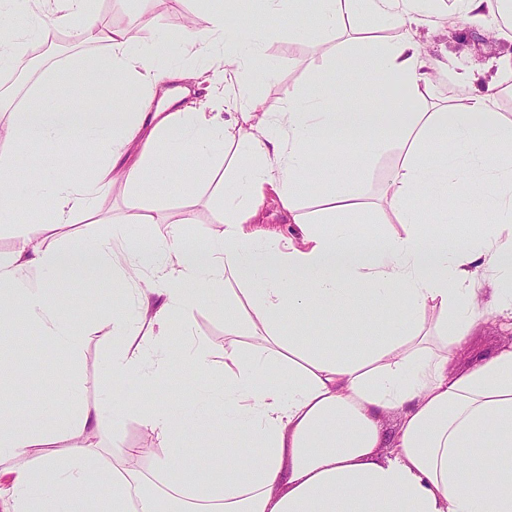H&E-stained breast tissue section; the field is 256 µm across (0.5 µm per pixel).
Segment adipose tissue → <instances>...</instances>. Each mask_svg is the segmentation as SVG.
Instances as JSON below:
<instances>
[{"instance_id": "obj_1", "label": "adipose tissue", "mask_w": 512, "mask_h": 512, "mask_svg": "<svg viewBox=\"0 0 512 512\" xmlns=\"http://www.w3.org/2000/svg\"><path fill=\"white\" fill-rule=\"evenodd\" d=\"M313 6L318 24L309 36L317 42L358 11L401 33L382 43L371 66L332 68L314 89L288 90L281 111L226 95L191 112L182 106L191 75L159 68L161 44L143 47L125 29L101 27L90 0H0V15L12 19L0 26V64L18 62L44 27L69 26L77 40L108 48L104 57L85 58L84 68L114 93L130 84L143 90L117 112L61 111L56 98L78 96L80 87L51 75L28 105H0L14 142L60 140L72 146L71 161L89 149L106 158L97 177L81 186L51 183L47 167L30 169L26 188L42 193L46 223L0 207V222L18 228L13 249L0 255V319L22 314L76 356L87 334L69 314L64 282L77 266L121 280L130 301L113 317L112 333L139 343L112 355L117 400L128 376L150 381L164 374L169 357L159 348L175 324L187 343L174 356L195 375L211 371L212 353L191 326L193 309L211 284L228 282L231 338L219 400L224 437L242 435L260 449L186 478L181 420L156 402L139 409L144 426L168 448L152 480L127 467L134 448L115 449L112 465L101 464L96 439L108 432L103 409L79 403L77 379L66 378L60 395L71 410L63 420L29 424L0 394V456L24 453L71 426L91 435L66 460L13 470L0 485V512H60L74 501L89 512H512V345L468 371L451 368L482 316H498L512 328V121L500 110L512 98V58L479 86L457 74L463 93L448 99L439 91L436 61L415 32L432 0H313ZM444 19L507 21L512 0H452ZM211 32L213 42L201 54L216 51L220 59L209 84L229 88L245 71L263 78L259 36L242 37L220 9L211 15ZM345 82L365 87L360 108L326 109ZM405 97L423 110L386 123ZM350 138L372 152L390 143L398 148L381 197L401 231L376 235L353 219L355 189L345 181V158L311 147ZM444 139L447 152L431 162L432 145ZM189 157L206 168L226 162L219 187L224 231L205 248L180 247L182 227L162 221L151 244L142 245L127 230L147 222L138 212L80 238L76 250L48 243V225L94 210L116 183L156 194ZM318 166L338 187L323 223L303 213L298 194ZM271 195L293 226L289 235L254 224ZM452 198L471 207L476 223L430 237L424 204L444 221ZM377 302L399 307L398 321L349 353L308 349L299 332L312 310L368 323ZM286 317L292 328H283ZM391 417L398 429L389 436L383 423ZM487 443L498 450L492 470L478 453ZM103 484L111 485V496L98 495Z\"/></svg>"}]
</instances>
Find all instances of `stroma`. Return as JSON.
I'll return each mask as SVG.
<instances>
[{"label": "stroma", "mask_w": 512, "mask_h": 512, "mask_svg": "<svg viewBox=\"0 0 512 512\" xmlns=\"http://www.w3.org/2000/svg\"><path fill=\"white\" fill-rule=\"evenodd\" d=\"M213 0H153L150 27L137 30L136 41L150 45L164 40L169 53L163 65L194 69L202 62L195 47L179 39L184 19H191L201 41L211 39L210 16ZM242 12L250 26L265 30L269 37L262 45V54L269 66L267 75L251 82L249 91L261 99L267 111H279L284 93L294 87L305 90L311 87L319 71L350 65L351 55L337 54L338 45L350 38L379 37L393 40L399 35L395 29H380L365 14H354L345 26L329 34L326 41L313 42L307 35L308 27L302 19H295L293 26H285L282 19L266 9L265 0H242ZM421 42L428 44L431 54L440 63L441 88L448 95L459 93L453 79L454 73L471 71L482 74L492 68L497 60L512 56V39L499 35L496 25L489 22H466L454 26L428 25L418 30ZM65 44L46 43L38 52L37 62L22 79H15L11 67H0V91L7 92L9 100L26 103L31 88L43 82L45 75L64 72L66 77L80 81L90 92L91 101L98 109L110 111L119 102L112 90L99 83L94 73L79 69V62L87 56H104V44L79 45L71 39L70 29H63ZM399 160V151L387 149L373 157L368 166L356 173L358 191L354 197L355 214L367 226L376 230L398 229L393 214L383 212L379 200L383 183ZM224 173L218 169L202 170L194 159H187L168 191L161 196H135L128 194L123 185H115L98 203L93 216H78L74 223L52 226L48 237L60 245H68L79 237L104 231L110 221L122 220L136 209L159 210L172 219L183 222L184 247H200L207 239L220 235L224 229V211L214 195ZM75 300L70 314L84 326L88 333L86 345L78 356L42 344L39 349L24 345L28 337L38 330L23 317L0 322V357L9 363L7 371L0 373V389L11 392L16 406L25 410L27 417L38 419L51 413L64 418L69 413L65 401L59 399L58 389L63 376H75L81 386V400L92 405L101 401L112 379L108 361L113 351L135 349V340L112 336V316L120 312L127 302L123 285L85 273L68 285ZM112 298L111 307L98 302L99 295ZM396 310L386 307L379 310V328H353L333 315L311 311L305 326L310 347L343 353L353 341L370 342L380 335L379 329L394 323ZM225 308L220 293L204 295L193 311L192 327L210 347L214 355L224 351ZM507 332L499 329L489 318L479 319L472 327L467 343L457 354L453 366L466 370L498 347L511 341ZM224 385L219 371L203 377H194L182 362H172L168 370L153 382L146 383L133 377L124 388V400L131 409L126 412L115 437H104L101 455L111 459L113 446L140 448L137 468L143 475H151L156 459L165 452V445L141 423L133 407L141 402H170L185 427L184 467L190 473H201L213 467H222L239 458L256 455L258 449L248 439L241 438L226 444L222 454H212L196 435L199 410L196 396L214 395ZM77 431L66 430L55 435L45 446L27 449L25 453L0 458V471L23 467L37 458L65 457L71 446L80 443Z\"/></svg>", "instance_id": "1"}]
</instances>
